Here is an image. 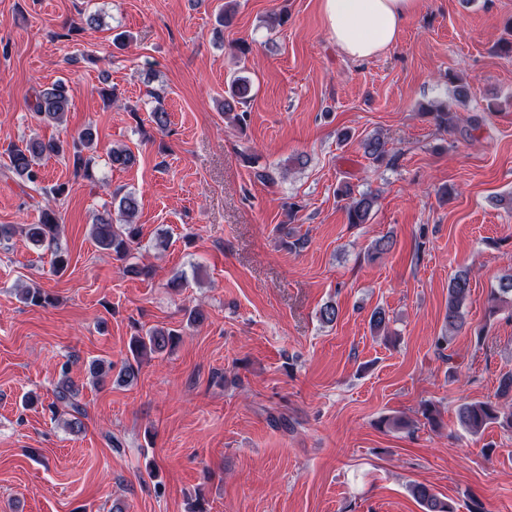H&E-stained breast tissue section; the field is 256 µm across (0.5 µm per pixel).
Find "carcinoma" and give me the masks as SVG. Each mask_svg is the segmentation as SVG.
<instances>
[{"label": "carcinoma", "instance_id": "obj_1", "mask_svg": "<svg viewBox=\"0 0 512 512\" xmlns=\"http://www.w3.org/2000/svg\"><path fill=\"white\" fill-rule=\"evenodd\" d=\"M251 93L250 80L245 76L237 75L228 84L225 91L222 110L224 117L243 129L247 126L248 115L242 110ZM34 100L30 107L34 114L42 120L60 121L70 108V94L67 87L60 83L44 85L34 90ZM428 114L433 118L436 126L443 131H453L458 127L457 114L448 110V104L439 102L428 108ZM96 140V132L90 126L79 132L72 142H64L54 139H41L31 137L22 141V145L15 147L10 156V169L20 177L26 185L32 189H41L42 161L51 156H62L72 160L75 174H81L87 179L93 178L90 167V159L85 153L92 150ZM364 155L372 160V163L381 166L392 164V157L386 149V141L380 134L369 135L361 141ZM241 157L244 162L251 165L254 177L264 184L275 183V172L268 166L258 165V158L252 154L243 152ZM111 167L126 169L135 160L133 153L126 147H114L108 155ZM344 201L348 223L366 224L371 218L376 198L369 193L354 194L347 188L338 194ZM138 209L137 198L127 193L119 199L115 210H103L93 214L91 235L97 246L111 253L116 259L126 262L123 273L131 277H139L149 274V268L139 266L131 262L132 245L138 239V231L133 224V218ZM59 216L51 211L42 212L39 223L29 224L26 227L28 239L36 246L45 244L53 246L59 234ZM470 292V278L464 269L457 271L448 284V312L446 321L448 331L454 333L461 331L465 325L463 305ZM25 303L43 307L51 303V296L41 288H27L22 293ZM512 302V272H507L499 277L498 288L494 289L489 308V314L497 312L499 304ZM179 339V332L175 329L163 330L150 328L131 337L129 352L131 359L126 361L117 374H112V365L96 359L89 363L88 373L92 383L104 385L114 379L118 383H128L137 377L142 359L153 354H161L172 347ZM80 389L69 377V366L61 368V379L54 391V401L49 405L52 414H57L64 408L74 413L75 418L68 422L73 431H80L82 422L80 416L84 410L80 406L77 397ZM496 401H473L461 404L457 409V418L460 425L473 435L479 434L489 423L499 421L512 429V406L504 408L499 401L505 400L512 403V373L503 375L495 394ZM409 492L423 508V512H454L453 507L428 486L421 483L409 485Z\"/></svg>", "mask_w": 512, "mask_h": 512}]
</instances>
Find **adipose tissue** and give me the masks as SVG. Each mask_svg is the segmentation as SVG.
I'll return each mask as SVG.
<instances>
[{
	"label": "adipose tissue",
	"mask_w": 512,
	"mask_h": 512,
	"mask_svg": "<svg viewBox=\"0 0 512 512\" xmlns=\"http://www.w3.org/2000/svg\"><path fill=\"white\" fill-rule=\"evenodd\" d=\"M416 0H323L328 30L352 60H366L389 48L413 13Z\"/></svg>",
	"instance_id": "ef3b65f1"
}]
</instances>
